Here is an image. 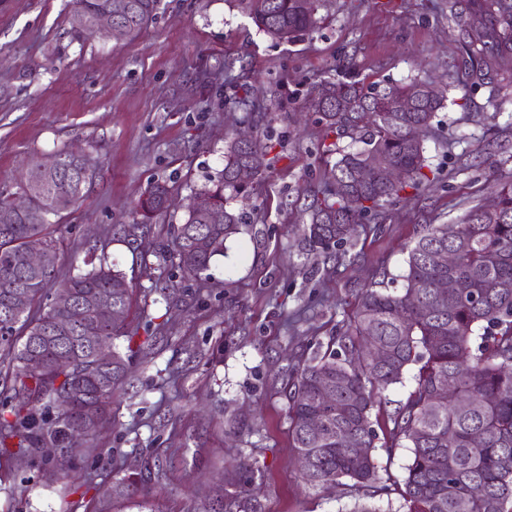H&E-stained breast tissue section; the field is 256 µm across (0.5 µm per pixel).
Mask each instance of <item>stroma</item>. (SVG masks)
<instances>
[{"label":"stroma","mask_w":512,"mask_h":512,"mask_svg":"<svg viewBox=\"0 0 512 512\" xmlns=\"http://www.w3.org/2000/svg\"><path fill=\"white\" fill-rule=\"evenodd\" d=\"M319 26L291 43L259 32L238 0H161L138 35H69V0H0V191H16L31 158L80 150L98 161L83 201L60 218L62 274L88 252L132 281L131 354L112 420L78 456L75 490L26 459L0 456V512H207L254 483L265 512H351L373 500L402 512L411 460L387 415L412 375L386 393L375 426L384 489L345 481L305 488L288 434L287 388L316 341L353 316L362 288L393 277L422 225L459 223L512 183V86L473 87L448 22V0H317ZM234 60L225 71L226 60ZM351 64L379 84L427 78L446 101L425 157L435 180L364 221L341 261L305 228L331 162L326 132L304 110L308 90ZM245 130L270 144V165L232 192L245 217L201 280L169 277L160 254L184 209L224 169V139ZM163 179L167 213L134 228L133 206ZM248 468H240V461Z\"/></svg>","instance_id":"obj_1"}]
</instances>
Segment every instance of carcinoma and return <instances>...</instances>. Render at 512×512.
Returning a JSON list of instances; mask_svg holds the SVG:
<instances>
[{
    "instance_id": "obj_1",
    "label": "carcinoma",
    "mask_w": 512,
    "mask_h": 512,
    "mask_svg": "<svg viewBox=\"0 0 512 512\" xmlns=\"http://www.w3.org/2000/svg\"><path fill=\"white\" fill-rule=\"evenodd\" d=\"M160 0H70L71 34L83 37L80 22L94 23L106 9L121 14L127 36L151 22ZM256 28L271 40L290 43L317 25L314 0H240ZM451 19L468 75L475 86L511 84L512 72L494 61L512 56V0H448ZM414 79L377 87L344 65L305 99L327 132L350 135L363 147L345 151L328 171L323 198L316 200L308 225L310 246L326 257L355 237L361 221L396 202L406 189L430 181L425 172L424 136L444 93ZM58 177L22 185L31 213L20 216L0 195V354L9 359V385L0 399V455L21 456L26 448L60 449L39 465L69 476L76 449L89 447L109 418L112 396L124 384L128 357L112 349V361L95 363L89 340L97 335L111 344L125 335L121 322L97 309L102 296L129 311L133 285L105 259L85 262L87 269L61 276V236L45 223L49 212L68 210L83 198L95 173L90 155L61 151ZM370 159L404 172L397 184L363 173ZM248 167L261 174L266 146L253 139L243 147L232 136L224 150L220 179L203 190L215 201L220 217L188 210L173 231L172 259L184 276L199 278L225 242L240 233L242 216L227 208L224 190L242 184L237 173ZM171 187L149 186L135 212L148 222L165 212ZM32 239L41 241L55 261L40 287L30 288L24 266ZM451 251L455 262H438ZM404 284L399 290L371 285L363 289L346 328L329 337L326 349L297 369L288 394L295 452L307 457V488L320 490L349 480L356 485L378 481L374 451L377 433L372 412L384 392L400 384L417 367L407 402L390 417L392 434L408 441L412 459L400 486L404 512H512V183L495 193V209H469L456 233L443 224H425L410 245ZM459 287L443 295L438 285ZM87 305L89 329L63 330L67 307ZM379 347L384 361L370 352ZM80 384L76 398L63 394ZM453 386L448 401H435L444 385ZM330 395L331 404L323 403ZM314 420L321 422L311 427ZM89 423L88 430L75 427ZM480 431L483 441L471 442ZM350 437L353 447H344ZM358 448L369 452L360 455ZM481 488L476 494L473 489ZM222 512H263L251 490L239 487L224 500Z\"/></svg>"
}]
</instances>
